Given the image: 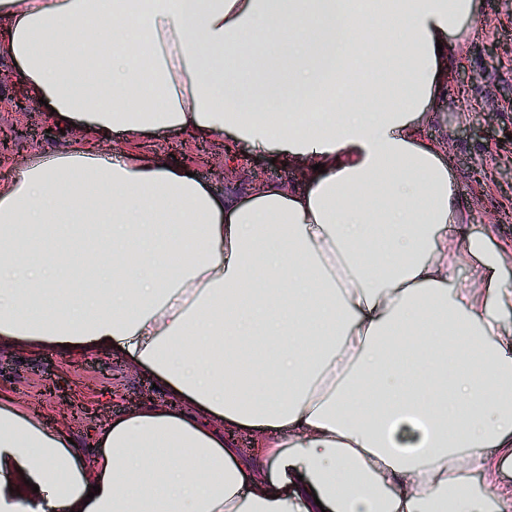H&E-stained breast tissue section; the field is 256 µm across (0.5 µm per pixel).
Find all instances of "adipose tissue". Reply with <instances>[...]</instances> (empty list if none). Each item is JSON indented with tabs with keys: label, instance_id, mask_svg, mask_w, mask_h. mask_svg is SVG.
Wrapping results in <instances>:
<instances>
[{
	"label": "adipose tissue",
	"instance_id": "1",
	"mask_svg": "<svg viewBox=\"0 0 512 512\" xmlns=\"http://www.w3.org/2000/svg\"><path fill=\"white\" fill-rule=\"evenodd\" d=\"M479 7L0 0L29 103L129 143L0 183V338L118 355L168 394L103 428L90 468L0 404V512H512L475 483L488 449L512 458L505 258L462 235L448 145L421 133ZM174 128L303 175L218 194L130 147Z\"/></svg>",
	"mask_w": 512,
	"mask_h": 512
}]
</instances>
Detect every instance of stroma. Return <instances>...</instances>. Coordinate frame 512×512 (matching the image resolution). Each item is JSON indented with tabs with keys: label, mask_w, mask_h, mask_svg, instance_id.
I'll return each instance as SVG.
<instances>
[{
	"label": "stroma",
	"mask_w": 512,
	"mask_h": 512,
	"mask_svg": "<svg viewBox=\"0 0 512 512\" xmlns=\"http://www.w3.org/2000/svg\"><path fill=\"white\" fill-rule=\"evenodd\" d=\"M18 87L0 47V130L11 132L21 147L20 154L0 159V182L13 177L24 156L66 148L76 140L75 134L48 126L42 112L14 109ZM423 135L447 139L448 166L468 212L466 232L505 251L500 277L512 289V0H480L472 37L448 56V82ZM139 148L169 159L196 156L197 178L217 193L227 187L221 140L201 143L183 132L161 130ZM237 150L246 161L240 173L245 182H293L302 175L293 162L253 156L247 143H238ZM0 388L10 393L15 407L38 413L47 429H65L84 447L112 420L143 403L165 401L151 379L111 355L34 352L2 340ZM69 399L86 406V413L67 410Z\"/></svg>",
	"instance_id": "obj_1"
}]
</instances>
